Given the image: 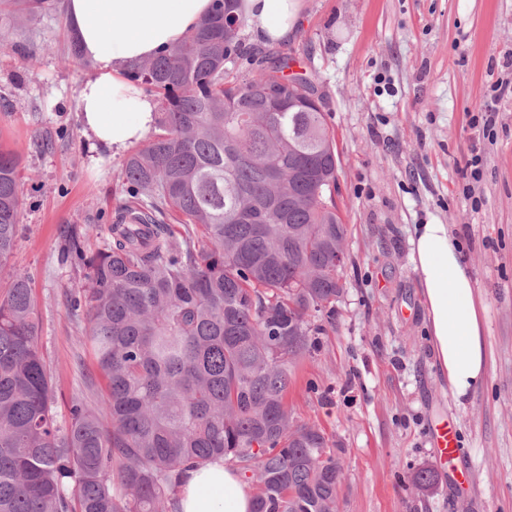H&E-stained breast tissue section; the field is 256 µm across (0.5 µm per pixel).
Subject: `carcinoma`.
Here are the masks:
<instances>
[{
    "instance_id": "cac0c4a2",
    "label": "carcinoma",
    "mask_w": 512,
    "mask_h": 512,
    "mask_svg": "<svg viewBox=\"0 0 512 512\" xmlns=\"http://www.w3.org/2000/svg\"><path fill=\"white\" fill-rule=\"evenodd\" d=\"M224 5L128 70L161 99L158 131L125 162L131 202L111 239L64 251L88 271L69 311L105 391L88 380L59 422L30 277L10 274L0 296V512H173L186 469L215 457L254 485V512H338L335 445L287 401L343 290L335 133L311 77L246 49ZM20 206L18 160L0 147V269Z\"/></svg>"
}]
</instances>
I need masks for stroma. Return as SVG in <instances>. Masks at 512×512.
Segmentation results:
<instances>
[{
  "instance_id": "35a3bbf8",
  "label": "stroma",
  "mask_w": 512,
  "mask_h": 512,
  "mask_svg": "<svg viewBox=\"0 0 512 512\" xmlns=\"http://www.w3.org/2000/svg\"><path fill=\"white\" fill-rule=\"evenodd\" d=\"M69 34L64 14L0 15V145L20 161L23 196L9 268L31 278L61 420L100 376L67 306L87 272L61 247L78 233L102 248L129 201L125 154L90 164L78 93L100 70L69 57ZM277 49L315 80L339 157L343 294L288 390L295 420L339 447V512H512V98L493 138L469 124L492 85L512 80V0H304ZM475 150L483 176L468 199ZM426 222L449 225L485 305L489 376L460 402L433 364L411 260ZM444 418L466 473L454 486L430 440ZM423 467L436 474L428 489L410 480Z\"/></svg>"
}]
</instances>
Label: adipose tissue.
<instances>
[{"mask_svg": "<svg viewBox=\"0 0 512 512\" xmlns=\"http://www.w3.org/2000/svg\"><path fill=\"white\" fill-rule=\"evenodd\" d=\"M303 0H238L252 42L292 38ZM213 0H70L68 19L99 78L79 91L82 133L91 152L116 155L153 129L157 104L127 77L130 66L180 43L208 14ZM425 323L435 363L455 397L485 380V307L448 225H415L411 237ZM244 474L225 460L188 469L180 480L176 512H253Z\"/></svg>", "mask_w": 512, "mask_h": 512, "instance_id": "ef3b65f1", "label": "adipose tissue"}]
</instances>
